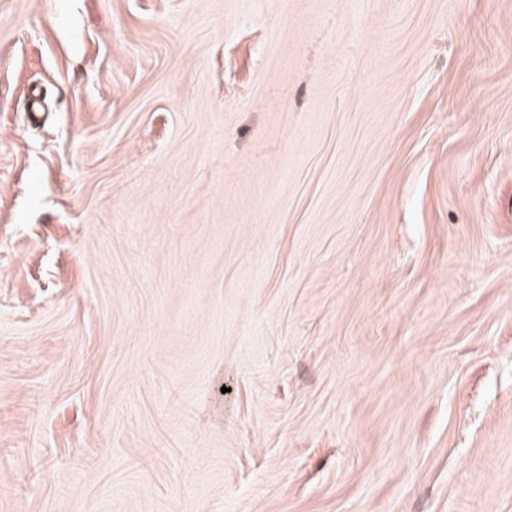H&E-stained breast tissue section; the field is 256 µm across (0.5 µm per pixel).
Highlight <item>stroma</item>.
<instances>
[{
  "instance_id": "35a3bbf8",
  "label": "stroma",
  "mask_w": 512,
  "mask_h": 512,
  "mask_svg": "<svg viewBox=\"0 0 512 512\" xmlns=\"http://www.w3.org/2000/svg\"><path fill=\"white\" fill-rule=\"evenodd\" d=\"M0 512H512V0H0Z\"/></svg>"
}]
</instances>
